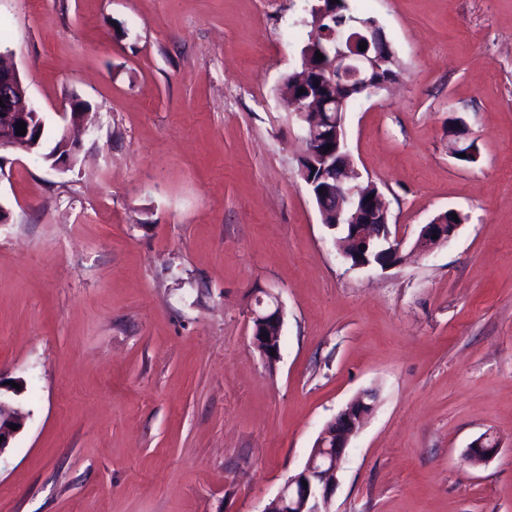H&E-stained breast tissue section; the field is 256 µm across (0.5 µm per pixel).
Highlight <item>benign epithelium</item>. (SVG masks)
Returning a JSON list of instances; mask_svg holds the SVG:
<instances>
[{
	"label": "benign epithelium",
	"mask_w": 512,
	"mask_h": 512,
	"mask_svg": "<svg viewBox=\"0 0 512 512\" xmlns=\"http://www.w3.org/2000/svg\"><path fill=\"white\" fill-rule=\"evenodd\" d=\"M321 38L333 42V53L326 70H321L312 61L311 54L301 58L303 68L321 75L331 88L329 97H305L296 100L289 88H284L285 104L297 120L308 124L313 135L305 139L306 150L302 160L331 169L330 180L320 188L316 205L323 215L333 218L331 229L339 234L340 256L354 268L378 265L382 268L399 264L402 259L403 242L392 237L389 227L388 209L382 194L375 185L369 189L354 184L358 178L351 154L347 149L344 112L345 101L340 91L356 88L361 95L371 97L390 87L393 80L382 75L386 55L374 50L380 44V34L368 29L361 34L346 28L340 31L321 30ZM367 43L366 50L359 44ZM0 152L34 153L42 147L45 118L27 99V90L19 70L10 60V53L0 52ZM63 124L57 126L54 167L67 169L74 165L79 152L78 141L69 135V127L84 124V107L71 104V111L61 113ZM26 123V133L17 134L18 122ZM330 151H325L327 145ZM454 210L437 215L421 226L413 249L429 253L445 244L458 231L460 224L452 219ZM271 308L250 312L252 344L267 342L270 348L260 351L267 362L277 360L284 323V312L278 297L270 295ZM20 388L3 387L0 384V456L9 449L10 441L22 430L26 415L14 408L10 401L23 393L25 384L17 381ZM376 396L365 391L343 408L327 423L317 437L316 449L310 454L305 466L288 477L279 494L273 499L279 512H327L326 506L336 487V473L343 459L345 448L359 425L375 409ZM17 429H10L11 425ZM470 449L481 452V462L490 460L498 451V443L484 435L474 441Z\"/></svg>",
	"instance_id": "benign-epithelium-1"
}]
</instances>
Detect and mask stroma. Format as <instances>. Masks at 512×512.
<instances>
[{
    "label": "stroma",
    "mask_w": 512,
    "mask_h": 512,
    "mask_svg": "<svg viewBox=\"0 0 512 512\" xmlns=\"http://www.w3.org/2000/svg\"><path fill=\"white\" fill-rule=\"evenodd\" d=\"M309 4L0 0L31 102L91 122L68 170L0 157V380L28 413L0 512H262L365 389L328 512H512V0H349L403 69L344 121L404 240L386 270L341 258L298 172L280 88ZM449 209L455 236L413 252ZM273 302H270L271 308L256 310L250 312V321L252 323V344L260 352L267 362L271 363L277 360L280 355V341L282 327L284 323V312L278 297L268 293ZM269 337V341H266ZM262 342L271 347L262 350L258 348ZM271 350H274V356H271Z\"/></svg>",
    "instance_id": "1"
}]
</instances>
